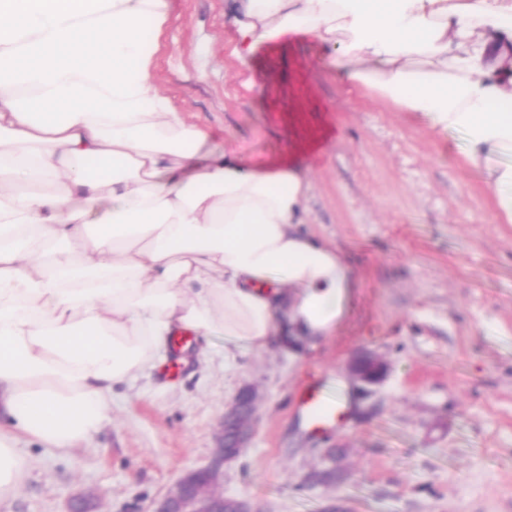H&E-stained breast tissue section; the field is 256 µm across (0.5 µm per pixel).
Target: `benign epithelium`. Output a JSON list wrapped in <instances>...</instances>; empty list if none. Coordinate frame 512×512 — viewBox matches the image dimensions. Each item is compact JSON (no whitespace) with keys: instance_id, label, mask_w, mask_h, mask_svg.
<instances>
[{"instance_id":"7a95c632","label":"benign epithelium","mask_w":512,"mask_h":512,"mask_svg":"<svg viewBox=\"0 0 512 512\" xmlns=\"http://www.w3.org/2000/svg\"><path fill=\"white\" fill-rule=\"evenodd\" d=\"M347 368L364 386L379 383L386 370L383 359L372 353L354 356ZM254 411V395L245 390L220 424L218 447L210 463L181 475L150 512H259L245 500L224 497V462L236 457L231 449L246 447Z\"/></svg>"}]
</instances>
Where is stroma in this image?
I'll return each mask as SVG.
<instances>
[{
  "mask_svg": "<svg viewBox=\"0 0 512 512\" xmlns=\"http://www.w3.org/2000/svg\"><path fill=\"white\" fill-rule=\"evenodd\" d=\"M225 0H172L156 78L214 144L309 182L308 232L336 245L354 285L323 337L273 339L241 367L224 338L191 337L177 374L158 367L112 391V417L66 454L19 436L28 466L0 512H150L209 463L220 423L252 386L257 420L224 465V494L261 512H512V224L463 167L460 134L432 138L407 113L348 92L311 40L231 55ZM388 364L362 389L359 352ZM340 393L347 418L316 435L301 385Z\"/></svg>",
  "mask_w": 512,
  "mask_h": 512,
  "instance_id": "1",
  "label": "stroma"
}]
</instances>
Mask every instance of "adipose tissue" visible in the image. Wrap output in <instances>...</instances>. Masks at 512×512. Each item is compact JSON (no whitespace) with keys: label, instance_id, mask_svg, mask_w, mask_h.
I'll list each match as a JSON object with an SVG mask.
<instances>
[{"label":"adipose tissue","instance_id":"ef3b65f1","mask_svg":"<svg viewBox=\"0 0 512 512\" xmlns=\"http://www.w3.org/2000/svg\"><path fill=\"white\" fill-rule=\"evenodd\" d=\"M233 55L297 36L348 86L464 136L512 224V0H230ZM170 0H0V499L25 434L66 453L178 333L224 362L284 328L320 337L352 274L302 232L308 180L256 170L177 112L155 76Z\"/></svg>","mask_w":512,"mask_h":512}]
</instances>
